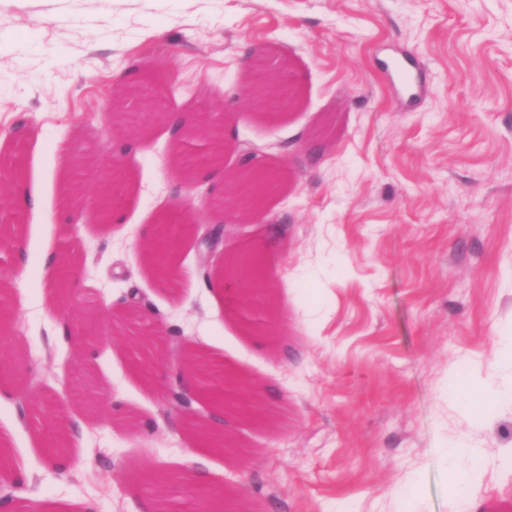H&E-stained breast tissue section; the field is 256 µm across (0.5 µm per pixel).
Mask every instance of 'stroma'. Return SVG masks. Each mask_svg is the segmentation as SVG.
I'll return each instance as SVG.
<instances>
[{"instance_id": "35a3bbf8", "label": "stroma", "mask_w": 512, "mask_h": 512, "mask_svg": "<svg viewBox=\"0 0 512 512\" xmlns=\"http://www.w3.org/2000/svg\"><path fill=\"white\" fill-rule=\"evenodd\" d=\"M257 47L274 75H294L297 107L240 100ZM397 52L417 62L415 99L385 74ZM159 68L169 112L215 110L228 142L281 165L263 209L264 223L291 222L264 245L273 324L225 313L213 276L258 226L201 241L237 154L187 185L169 120L141 132L108 109ZM314 137L329 147L312 164L300 147ZM130 138L111 224L69 208L74 172L87 194L102 188L88 154L107 164L102 145ZM16 153L0 211V341L15 360L0 371V422L27 471L0 473V497L19 512H143L144 478L182 475L196 456L229 512H512V364L495 359L512 326V0H0V159ZM34 194L37 211L21 203ZM167 211L197 233L183 276L163 283L145 247ZM72 237L78 278L62 306L42 260ZM115 314L119 328L77 327ZM155 328L145 373L127 338ZM193 348L259 387L265 420L226 417L236 446L223 454L169 409L190 392L179 370ZM484 379L499 403L465 413L467 381ZM43 399L79 424L63 474L39 440ZM460 444L482 451L479 483L448 479Z\"/></svg>"}]
</instances>
